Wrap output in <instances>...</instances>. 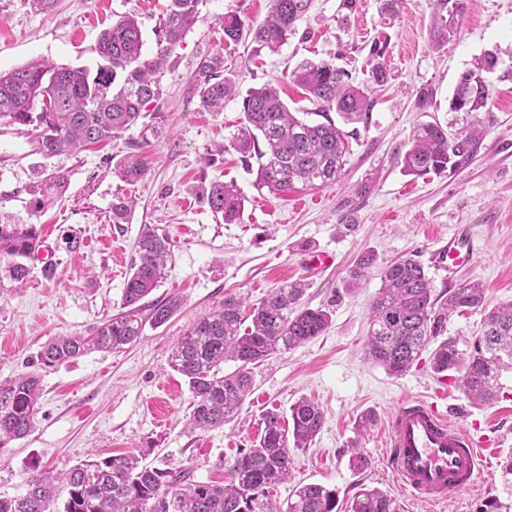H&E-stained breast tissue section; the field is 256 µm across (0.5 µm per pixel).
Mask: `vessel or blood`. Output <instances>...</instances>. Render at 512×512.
I'll return each instance as SVG.
<instances>
[{
  "mask_svg": "<svg viewBox=\"0 0 512 512\" xmlns=\"http://www.w3.org/2000/svg\"><path fill=\"white\" fill-rule=\"evenodd\" d=\"M473 252L470 235L459 232L440 247L439 258L454 269L469 262ZM387 446L400 487L417 500H446L469 488L482 470L480 441L451 423L434 402H402L389 419Z\"/></svg>",
  "mask_w": 512,
  "mask_h": 512,
  "instance_id": "vessel-or-blood-1",
  "label": "vessel or blood"
}]
</instances>
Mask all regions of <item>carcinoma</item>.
I'll list each match as a JSON object with an SVG mask.
<instances>
[{
    "mask_svg": "<svg viewBox=\"0 0 512 512\" xmlns=\"http://www.w3.org/2000/svg\"><path fill=\"white\" fill-rule=\"evenodd\" d=\"M200 2L168 0L151 59L143 58L138 17L128 13L99 37L95 51L103 64L94 73L44 60L0 72V120L31 129L36 153L45 158L118 137L137 123L146 103L159 97L156 75L199 21ZM434 2L430 43L441 51L457 37V18L465 0ZM310 3L270 0L264 21L256 27L245 26L235 13L224 15L225 47L198 64L202 106L219 113L227 98L239 96L238 72L224 65L227 47L245 38L257 51L278 52L295 34ZM497 64V57L486 53L460 75L450 102L453 111L463 109L471 115L486 108L489 89L477 77L493 72ZM368 66L372 84L384 85L386 66L379 50H373ZM289 79L308 93L318 107L315 115L323 121L296 117L278 88L268 83L242 97L243 122L230 142L243 157L256 160L257 187L274 195L293 191L298 184L321 188L335 183L342 174L348 142L328 113L334 111L350 124H364L373 106L369 88L355 84L351 73L329 62H306ZM482 136V128L474 122L454 135L438 122L421 123L398 156L409 175L440 174L468 164ZM148 165L144 152L132 151L113 164L112 173L133 183L145 175ZM68 183L69 174L63 169L34 181L28 189L30 206L43 210L63 197ZM199 194L226 224L236 222L243 212L244 198L233 185L213 182L200 187ZM134 207L131 199L115 198L112 223H127ZM38 239L35 224H0V260L7 261L12 281L28 278L30 269L23 259L35 250ZM170 248L166 236L144 231L123 289L125 311L85 335L52 338L37 355L38 368L55 367L92 350H121L136 342L144 329L139 302L164 279ZM372 264V255H362L349 271V285H360ZM307 287L303 279L283 282L255 303L247 318L242 315L245 300L228 295L218 309L199 317L178 337L169 364L185 379L194 399L189 428L216 429L234 421L252 391V370L257 365L311 341L329 327L330 310L304 304ZM435 305L432 283L420 262L406 258L388 265L371 301L368 359L393 376L401 375L438 336L450 315L478 311L483 314L482 333L470 349L460 350L454 341L439 344L431 354L432 369L438 375L457 373L459 387L469 399L496 401L503 389L502 374L512 371V302L493 305L482 285L468 283L454 289L444 307ZM181 306L177 297L151 305L150 322L156 327L165 324ZM226 362L235 363L227 374L221 369ZM41 391V375L36 371L0 380V453L34 431ZM323 425L319 405L300 398L286 416L277 411L264 414L262 432L250 447L240 449L226 484L194 481L184 472L143 465L140 455L128 453L80 462L59 475H33L24 495L0 496V512H398L390 497L365 487L342 511L336 490L318 483L298 486L283 509L271 502L269 489L288 479L292 451L309 447ZM63 490L67 498L59 511L56 503Z\"/></svg>",
    "mask_w": 512,
    "mask_h": 512,
    "instance_id": "1",
    "label": "carcinoma"
}]
</instances>
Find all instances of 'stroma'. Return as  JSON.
Instances as JSON below:
<instances>
[{
    "label": "stroma",
    "mask_w": 512,
    "mask_h": 512,
    "mask_svg": "<svg viewBox=\"0 0 512 512\" xmlns=\"http://www.w3.org/2000/svg\"><path fill=\"white\" fill-rule=\"evenodd\" d=\"M384 0H358L355 10L342 0H312L298 32L278 53L253 55L249 41L236 48L231 64L241 92L266 83L279 86L285 102L309 108L288 76L305 61H327L366 79V61L381 44L388 82L373 94L367 124L349 137L342 179L324 188H299L279 197L258 189L255 175L235 151L209 160L215 144L228 143L241 118L239 97L225 101L221 114L207 112L200 100L196 69L223 38L222 19L234 12L247 23L263 20L269 0H202L200 20L169 55L160 74L161 95L147 103L137 124L111 144L69 155L43 158L34 136L0 126V224H35L43 238L26 260L30 274L0 295V379L28 369L42 345L63 334H84L122 311V293L136 243L150 228L171 240L166 277L150 295L156 302L177 295L180 312L166 324H149L125 349L92 351L43 370L40 409L30 436L0 454V495L25 494L31 475L140 451L146 464L188 471L195 481H226L229 460L249 447L271 409L288 413L302 397L324 411L321 433L309 448L294 451L288 479L269 491L284 504L298 484L320 483L347 502L363 487L393 499L399 512H480L490 499L512 504V476L501 466L512 458V373L491 405L469 400L449 379L441 400L449 419L487 441L484 468L467 490L448 501L412 499L387 465L388 419L408 398L433 395L440 381L430 351L403 375L393 376L364 355L371 300L386 266L410 257L421 262L439 300L468 282L481 283L491 302L512 301V0H466L459 34L444 52H434L429 34L430 0H407L395 18ZM166 0H56L52 13L34 11L28 0H0V71L46 58L96 69L100 33L129 12L142 22L143 56L157 50L154 30ZM498 58L488 76L490 99L477 118L480 146L462 169L440 175L405 174L398 149L414 126L439 122L449 131L469 118L449 109L459 76L485 53ZM431 91L427 108L417 105L419 90ZM141 150L147 173L128 185L112 173V159ZM66 168L65 197L34 212L27 188L35 169ZM234 184L244 197L237 223L215 216L199 196L200 185ZM135 199L125 224L110 220L115 196ZM356 224L348 233L343 223ZM475 242L471 261L448 273L436 250L458 231ZM80 238L66 250L65 235ZM334 255L333 265L310 272L311 250ZM375 263L358 289L348 274L362 253ZM53 266L54 277L43 274ZM305 279L304 301L332 312L326 332L295 349L272 356L254 370L251 394L236 420L220 429L186 426L192 395L169 365L178 336L200 315L235 294L255 303L281 283ZM371 424L359 428L363 417ZM367 457L366 468L350 464L353 449Z\"/></svg>",
    "instance_id": "obj_1"
}]
</instances>
